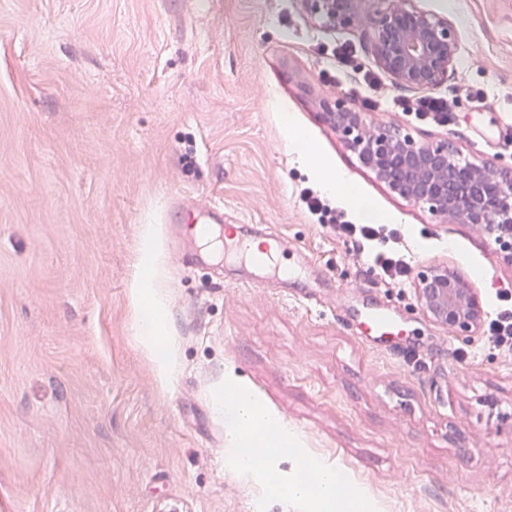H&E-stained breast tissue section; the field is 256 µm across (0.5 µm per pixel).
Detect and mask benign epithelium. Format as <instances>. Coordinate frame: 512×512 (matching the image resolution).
Wrapping results in <instances>:
<instances>
[{
	"label": "benign epithelium",
	"instance_id": "7a95c632",
	"mask_svg": "<svg viewBox=\"0 0 512 512\" xmlns=\"http://www.w3.org/2000/svg\"><path fill=\"white\" fill-rule=\"evenodd\" d=\"M301 2L329 27L369 25L377 63L401 87L430 90L455 70L460 54L455 26L414 0ZM319 107L358 162L392 193L441 221L472 225L512 263V174L462 157L446 140L421 143L398 126H375L341 98L322 100ZM416 292L425 314L457 335L469 336L483 322L479 295L446 267L422 273Z\"/></svg>",
	"mask_w": 512,
	"mask_h": 512
}]
</instances>
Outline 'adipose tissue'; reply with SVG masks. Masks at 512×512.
Wrapping results in <instances>:
<instances>
[{"label": "adipose tissue", "mask_w": 512, "mask_h": 512, "mask_svg": "<svg viewBox=\"0 0 512 512\" xmlns=\"http://www.w3.org/2000/svg\"><path fill=\"white\" fill-rule=\"evenodd\" d=\"M132 292L136 334L150 354L160 384H168L173 373L172 356L170 348L159 344L161 307L154 298L150 275H143ZM215 404L224 412L225 443L241 482H251L263 471L301 507H312L316 512H363L360 494L348 490L343 475L299 453L296 435L235 379L225 381ZM287 449L294 450L295 463L290 471L283 472L277 460Z\"/></svg>", "instance_id": "1"}]
</instances>
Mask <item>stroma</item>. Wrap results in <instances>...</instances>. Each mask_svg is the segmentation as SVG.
<instances>
[{
	"label": "stroma",
	"mask_w": 512,
	"mask_h": 512,
	"mask_svg": "<svg viewBox=\"0 0 512 512\" xmlns=\"http://www.w3.org/2000/svg\"><path fill=\"white\" fill-rule=\"evenodd\" d=\"M416 3L460 37L435 89L448 128L365 110L353 75L325 83L339 44L376 70L372 32L300 0H0V512H299L230 465L213 396L231 375L371 512H512V353L432 322L414 284L383 282L301 197L323 187L296 136L398 229L416 271L448 268L499 308L512 265L492 240L392 194L319 115L342 95L369 122L512 167V0ZM186 196L273 225L323 280L181 267L169 239L194 219ZM148 224L175 349L164 388L131 298ZM369 306L412 353L358 337Z\"/></svg>",
	"instance_id": "obj_1"
}]
</instances>
